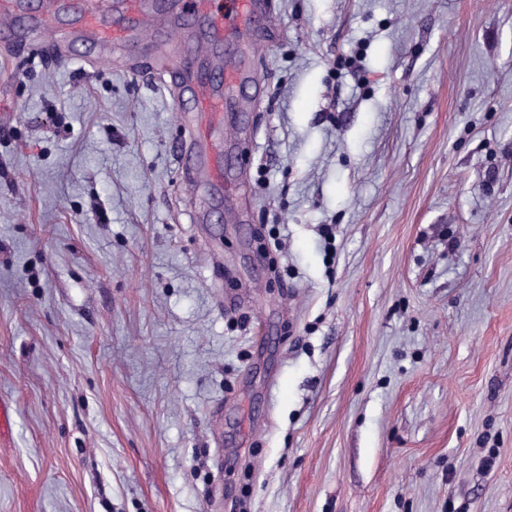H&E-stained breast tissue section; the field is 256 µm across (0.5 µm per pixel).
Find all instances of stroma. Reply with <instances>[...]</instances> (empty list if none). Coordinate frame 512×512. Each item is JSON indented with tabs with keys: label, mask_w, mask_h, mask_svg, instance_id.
I'll list each match as a JSON object with an SVG mask.
<instances>
[{
	"label": "stroma",
	"mask_w": 512,
	"mask_h": 512,
	"mask_svg": "<svg viewBox=\"0 0 512 512\" xmlns=\"http://www.w3.org/2000/svg\"><path fill=\"white\" fill-rule=\"evenodd\" d=\"M0 30V512H512V0H268L224 191L177 43ZM180 83L182 94L188 102L187 112H192L190 138L192 149L177 154L179 166L193 182L194 169H207L215 187L224 186V168L220 164V147L214 140L215 130L224 121L225 98L221 82L204 78L203 65L193 53L175 57L170 65Z\"/></svg>",
	"instance_id": "stroma-1"
}]
</instances>
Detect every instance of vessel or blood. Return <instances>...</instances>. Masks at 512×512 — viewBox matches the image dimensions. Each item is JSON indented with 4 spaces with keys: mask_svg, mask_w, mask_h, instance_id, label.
<instances>
[{
    "mask_svg": "<svg viewBox=\"0 0 512 512\" xmlns=\"http://www.w3.org/2000/svg\"><path fill=\"white\" fill-rule=\"evenodd\" d=\"M159 10L163 15L195 22L210 43L224 47L251 29L261 13L260 0H224L214 7L213 0H164ZM141 11L140 0H114L111 13L84 11L80 33L65 36V43L80 41L99 46H136L138 36L133 21ZM180 83L181 91L192 114L189 129L192 149L179 153L178 162L186 177L195 170L206 169L214 186L224 183L220 148L214 140L215 130L224 121V88L249 84L250 79L239 71L224 72L222 82L204 78L203 66L193 53L175 57L170 65Z\"/></svg>",
    "mask_w": 512,
    "mask_h": 512,
    "instance_id": "1",
    "label": "vessel or blood"
}]
</instances>
